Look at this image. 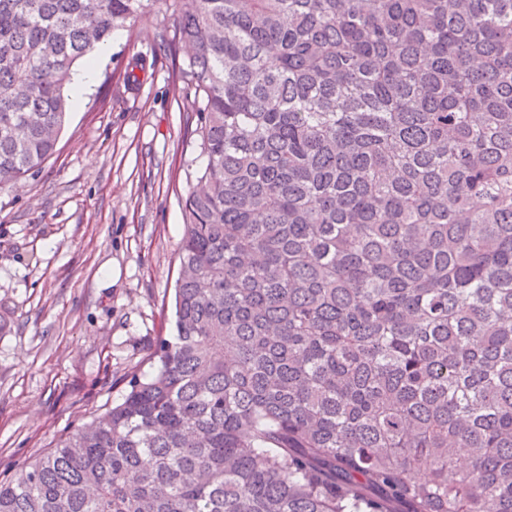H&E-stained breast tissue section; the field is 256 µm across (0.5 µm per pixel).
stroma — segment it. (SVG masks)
I'll return each instance as SVG.
<instances>
[{
  "instance_id": "stroma-1",
  "label": "stroma",
  "mask_w": 512,
  "mask_h": 512,
  "mask_svg": "<svg viewBox=\"0 0 512 512\" xmlns=\"http://www.w3.org/2000/svg\"><path fill=\"white\" fill-rule=\"evenodd\" d=\"M164 12L157 0L111 38L53 157L0 188V479L121 403L170 333L181 198L206 160ZM138 55L146 70L124 83Z\"/></svg>"
}]
</instances>
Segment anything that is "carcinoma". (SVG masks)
I'll use <instances>...</instances> for the list:
<instances>
[{
    "mask_svg": "<svg viewBox=\"0 0 512 512\" xmlns=\"http://www.w3.org/2000/svg\"><path fill=\"white\" fill-rule=\"evenodd\" d=\"M155 2L0 0V186ZM168 2L173 335L0 512H512V0Z\"/></svg>",
    "mask_w": 512,
    "mask_h": 512,
    "instance_id": "1",
    "label": "carcinoma"
}]
</instances>
